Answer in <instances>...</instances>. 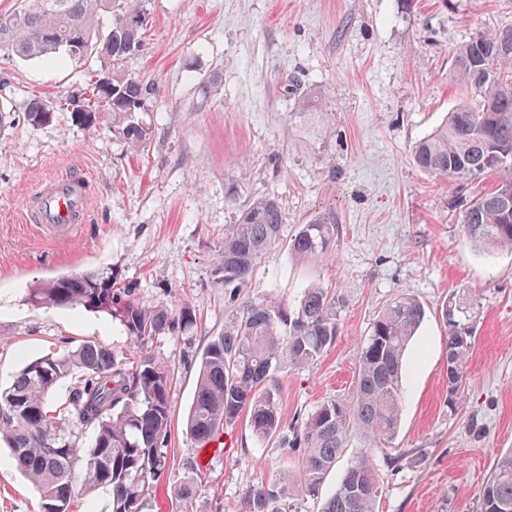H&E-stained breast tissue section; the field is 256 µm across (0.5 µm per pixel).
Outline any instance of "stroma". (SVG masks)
Returning a JSON list of instances; mask_svg holds the SVG:
<instances>
[{"instance_id": "1", "label": "stroma", "mask_w": 512, "mask_h": 512, "mask_svg": "<svg viewBox=\"0 0 512 512\" xmlns=\"http://www.w3.org/2000/svg\"><path fill=\"white\" fill-rule=\"evenodd\" d=\"M140 45L119 73L154 82L144 119L155 136L131 153L108 123L86 128L59 111L24 121L31 96L65 103L86 67L0 57V105L19 115L0 134V387L31 361L92 340L136 357L111 317L28 300L40 282L112 274L140 305L190 308L192 327L153 343L168 371L170 466L147 512H242L252 489L289 486L284 512H322L350 461L352 434L318 496L294 492L292 431L324 401L350 397L358 348L390 300L420 301L426 318L405 356L395 438L376 451L378 512H475L496 455L512 450V253L488 257L464 238L466 200L492 183L438 180L411 150L467 93L450 77L456 49L488 26H512V0H147ZM84 169L90 210L70 238L23 224L24 200L45 178ZM276 200L283 240L230 292L215 279L224 228L242 206ZM335 220L324 256L291 258L287 238L322 215ZM317 285L344 300L340 335L314 363L284 367L273 386L281 438L259 442L246 419L198 458L184 419L204 347L245 304L295 306ZM478 301L460 402H448V338L438 315L450 294ZM416 453L421 467L407 464ZM201 481L190 500L186 476ZM0 512H42L38 490L0 444Z\"/></svg>"}]
</instances>
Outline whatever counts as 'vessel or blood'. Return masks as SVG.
<instances>
[{
    "instance_id": "vessel-or-blood-1",
    "label": "vessel or blood",
    "mask_w": 512,
    "mask_h": 512,
    "mask_svg": "<svg viewBox=\"0 0 512 512\" xmlns=\"http://www.w3.org/2000/svg\"><path fill=\"white\" fill-rule=\"evenodd\" d=\"M88 179L68 173L43 181L30 195L24 220L37 233L52 238H66L82 220L90 205Z\"/></svg>"
}]
</instances>
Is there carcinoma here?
I'll list each match as a JSON object with an SVG mask.
<instances>
[{"label":"carcinoma","instance_id":"carcinoma-1","mask_svg":"<svg viewBox=\"0 0 512 512\" xmlns=\"http://www.w3.org/2000/svg\"><path fill=\"white\" fill-rule=\"evenodd\" d=\"M145 0H19L0 14V55L50 60L57 54L80 64L119 62L141 39ZM77 44L79 48L70 49ZM450 74L470 90L448 113L444 125L413 148L414 164L441 179L465 183L491 179L493 188L470 201L460 226L468 243L483 255L512 252V27L485 29L455 52ZM91 97L78 91L67 108L75 124L91 128L103 118L135 152L152 139V127L138 114L156 95L154 83L102 73ZM24 117L36 124L56 119L49 99H29ZM285 215L273 199H259L240 210L224 229V249L214 275L226 288L244 286L261 255L280 242ZM335 224L322 217L305 224L288 241L298 259L328 253ZM41 307L80 304L104 312L124 328L140 349L128 357L88 340L74 350L38 358L13 383L0 389V439L17 468L38 488L43 512H76L79 498L98 489L111 493V512H146L148 499L168 467L171 417L170 378L149 348L154 340L187 329L193 313L145 307L115 287L110 275L71 274L30 290ZM343 299L325 288L304 291L294 309L282 304L245 305L224 321V331L201 355L186 428L197 444L213 440L241 416L254 436L268 442L280 435L275 392L267 387L285 365H309L335 345ZM476 299L450 295L439 314L448 335V397L457 403L467 380L475 333ZM426 316L412 297L386 305L359 347L358 372L348 400L322 403L293 432L302 450L297 491L318 494L351 433L369 449L342 476L322 512H375L376 473L372 448L392 439L400 418V382L407 346ZM68 381L63 400L56 392ZM92 434L89 446L83 436ZM288 495L281 487H259L243 512H281ZM476 512H512V450L495 459L482 485Z\"/></svg>","mask_w":512,"mask_h":512}]
</instances>
